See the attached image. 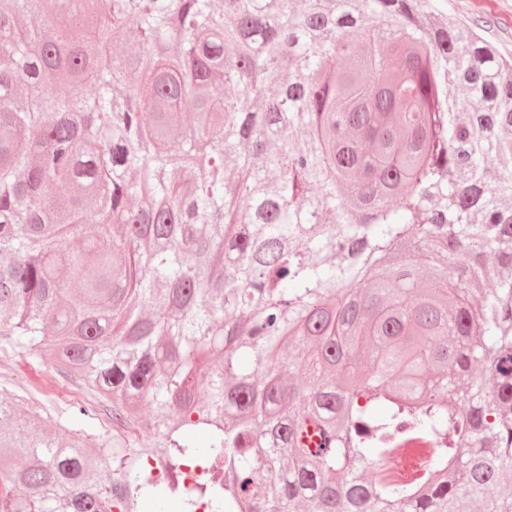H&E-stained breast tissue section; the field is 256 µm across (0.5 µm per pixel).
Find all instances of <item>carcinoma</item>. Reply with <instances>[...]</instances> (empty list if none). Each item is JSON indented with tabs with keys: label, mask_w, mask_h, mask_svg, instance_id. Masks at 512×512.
<instances>
[{
	"label": "carcinoma",
	"mask_w": 512,
	"mask_h": 512,
	"mask_svg": "<svg viewBox=\"0 0 512 512\" xmlns=\"http://www.w3.org/2000/svg\"><path fill=\"white\" fill-rule=\"evenodd\" d=\"M426 6L0 0V344L112 402L0 392V512H512V62ZM0 365L5 369L0 389L3 386L7 393L16 395L23 410L33 407L63 434L80 430L87 445L95 446L100 437L112 435L111 402L99 403L92 418L71 420L74 407L89 404L91 398L77 382L57 372L51 358L36 359L24 351L1 348Z\"/></svg>",
	"instance_id": "cac0c4a2"
}]
</instances>
